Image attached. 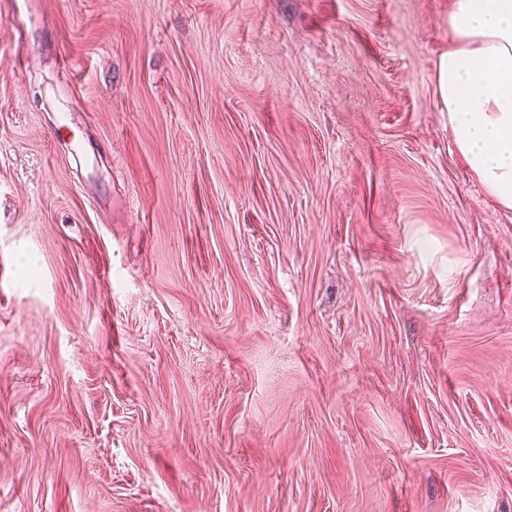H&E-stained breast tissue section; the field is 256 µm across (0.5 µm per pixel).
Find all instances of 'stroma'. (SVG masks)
Returning a JSON list of instances; mask_svg holds the SVG:
<instances>
[{
	"instance_id": "1",
	"label": "stroma",
	"mask_w": 512,
	"mask_h": 512,
	"mask_svg": "<svg viewBox=\"0 0 512 512\" xmlns=\"http://www.w3.org/2000/svg\"><path fill=\"white\" fill-rule=\"evenodd\" d=\"M451 7L0 0V512H512Z\"/></svg>"
}]
</instances>
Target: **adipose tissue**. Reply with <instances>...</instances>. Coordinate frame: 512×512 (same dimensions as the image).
<instances>
[{"label": "adipose tissue", "mask_w": 512, "mask_h": 512, "mask_svg": "<svg viewBox=\"0 0 512 512\" xmlns=\"http://www.w3.org/2000/svg\"><path fill=\"white\" fill-rule=\"evenodd\" d=\"M448 28L437 99L485 192L512 209V0H454Z\"/></svg>", "instance_id": "obj_1"}]
</instances>
